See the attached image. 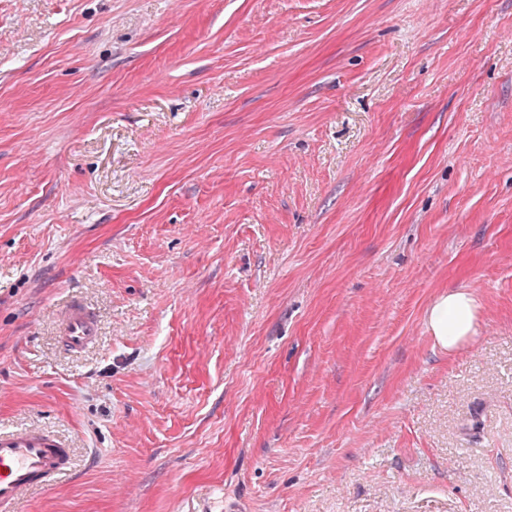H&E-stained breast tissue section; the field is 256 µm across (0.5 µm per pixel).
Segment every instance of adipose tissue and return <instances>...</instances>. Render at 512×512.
<instances>
[{"instance_id":"obj_1","label":"adipose tissue","mask_w":512,"mask_h":512,"mask_svg":"<svg viewBox=\"0 0 512 512\" xmlns=\"http://www.w3.org/2000/svg\"><path fill=\"white\" fill-rule=\"evenodd\" d=\"M478 305L471 293L452 290L439 295L427 311V324L436 344L455 351L475 332Z\"/></svg>"}]
</instances>
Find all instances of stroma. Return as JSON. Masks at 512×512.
Here are the masks:
<instances>
[{
	"label": "stroma",
	"instance_id": "1",
	"mask_svg": "<svg viewBox=\"0 0 512 512\" xmlns=\"http://www.w3.org/2000/svg\"><path fill=\"white\" fill-rule=\"evenodd\" d=\"M14 425L11 512H512V0H0ZM478 305L471 293L452 290L439 295L427 311L435 343L453 353L475 333ZM60 345L72 352L93 346L99 335L98 320L94 312L80 299H73L56 316ZM72 465V449L52 432L0 430V509L7 510L30 492L51 486Z\"/></svg>",
	"mask_w": 512,
	"mask_h": 512
}]
</instances>
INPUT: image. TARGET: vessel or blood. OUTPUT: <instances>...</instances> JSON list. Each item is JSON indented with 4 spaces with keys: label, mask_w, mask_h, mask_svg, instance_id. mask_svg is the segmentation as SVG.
Masks as SVG:
<instances>
[{
    "label": "vessel or blood",
    "mask_w": 512,
    "mask_h": 512,
    "mask_svg": "<svg viewBox=\"0 0 512 512\" xmlns=\"http://www.w3.org/2000/svg\"><path fill=\"white\" fill-rule=\"evenodd\" d=\"M60 345L80 352L93 346L99 335L94 312L79 299L57 314ZM72 465V450L52 432L40 429L0 430V512H8L30 492L51 486Z\"/></svg>",
    "instance_id": "obj_1"
}]
</instances>
